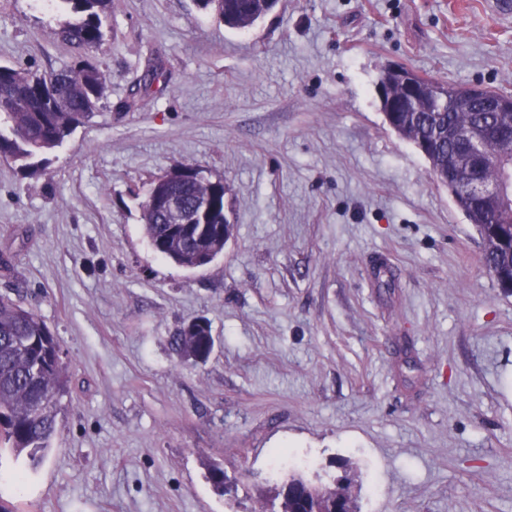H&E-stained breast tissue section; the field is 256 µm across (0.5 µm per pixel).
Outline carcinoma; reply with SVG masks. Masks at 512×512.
Instances as JSON below:
<instances>
[{"instance_id":"cac0c4a2","label":"carcinoma","mask_w":512,"mask_h":512,"mask_svg":"<svg viewBox=\"0 0 512 512\" xmlns=\"http://www.w3.org/2000/svg\"><path fill=\"white\" fill-rule=\"evenodd\" d=\"M73 17L60 24L57 39L77 50L72 61L41 75L18 65H0V159L32 174L45 171L46 155L61 147L74 131L97 111L106 74L95 52L105 41L103 18L112 12V0H61ZM229 28L246 30L268 13L277 0H196ZM425 90L416 112H386L390 127L403 139L429 144L425 158L436 179L448 189L467 168L470 148L459 137L468 129L487 132L489 147L500 162L476 172L484 184H499L512 167V112L466 109L433 99V90L461 94L464 84L423 78ZM190 175L169 174L153 179L140 202L144 233L164 258L185 269L211 262L224 252L233 225L224 215V179L198 176L199 168L182 164ZM175 199L186 216L206 198L212 203L207 224L192 232L169 223L158 211L163 198ZM468 217L482 243V264L499 287H512V204L488 209L476 202ZM182 356L194 362L208 358L213 337L208 321L196 319L177 336ZM68 394L66 367L57 339L41 316L7 296H0V445L24 454L34 468L41 465L57 433V416ZM351 480L325 487L332 508H353Z\"/></svg>"}]
</instances>
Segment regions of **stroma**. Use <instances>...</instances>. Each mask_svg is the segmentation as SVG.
<instances>
[{
	"mask_svg": "<svg viewBox=\"0 0 512 512\" xmlns=\"http://www.w3.org/2000/svg\"><path fill=\"white\" fill-rule=\"evenodd\" d=\"M51 0H0V64L72 49ZM100 109L30 175L0 160V295L40 315L69 377L43 464L0 450L18 512H252L271 455L354 478L357 512H512V294L378 71L512 92V0H278L246 30L195 0H114ZM164 80L125 109L148 58ZM223 178L208 266L144 234L148 184ZM210 326L194 363L172 338ZM237 481L219 494L209 471Z\"/></svg>",
	"mask_w": 512,
	"mask_h": 512,
	"instance_id": "1",
	"label": "stroma"
}]
</instances>
